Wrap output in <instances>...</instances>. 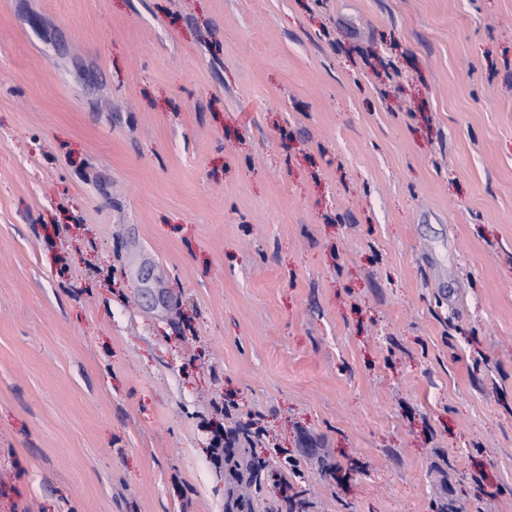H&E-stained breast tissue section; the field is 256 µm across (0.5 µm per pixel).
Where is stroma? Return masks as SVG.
Instances as JSON below:
<instances>
[{"instance_id": "35a3bbf8", "label": "stroma", "mask_w": 512, "mask_h": 512, "mask_svg": "<svg viewBox=\"0 0 512 512\" xmlns=\"http://www.w3.org/2000/svg\"><path fill=\"white\" fill-rule=\"evenodd\" d=\"M512 512V0H0V512Z\"/></svg>"}]
</instances>
